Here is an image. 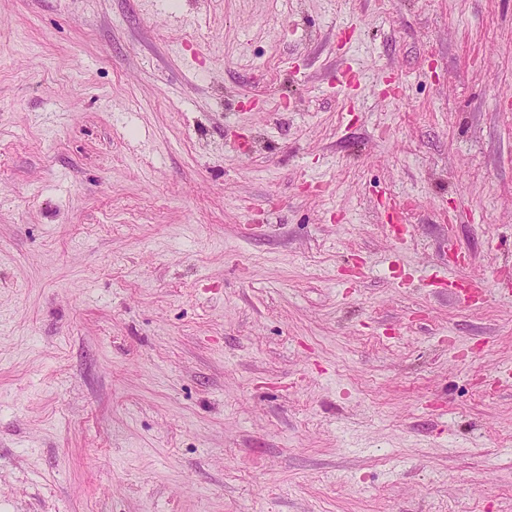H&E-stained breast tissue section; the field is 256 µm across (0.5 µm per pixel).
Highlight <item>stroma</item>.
<instances>
[{
	"label": "stroma",
	"mask_w": 512,
	"mask_h": 512,
	"mask_svg": "<svg viewBox=\"0 0 512 512\" xmlns=\"http://www.w3.org/2000/svg\"><path fill=\"white\" fill-rule=\"evenodd\" d=\"M502 268L512 0H0V512H512Z\"/></svg>",
	"instance_id": "stroma-1"
}]
</instances>
